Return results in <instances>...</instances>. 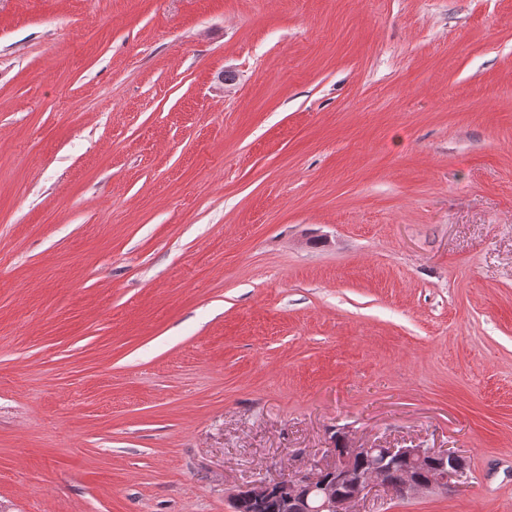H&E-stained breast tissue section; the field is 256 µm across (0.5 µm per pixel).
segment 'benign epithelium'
<instances>
[{"instance_id": "7a95c632", "label": "benign epithelium", "mask_w": 512, "mask_h": 512, "mask_svg": "<svg viewBox=\"0 0 512 512\" xmlns=\"http://www.w3.org/2000/svg\"><path fill=\"white\" fill-rule=\"evenodd\" d=\"M345 450L330 465H315L304 477H285L238 488L233 503L273 497L282 512H350L352 504L376 488H390L387 475L395 463L409 467L406 481L394 490L399 497L423 491L452 490L467 470L465 459L454 451L431 448L361 446L344 437Z\"/></svg>"}]
</instances>
